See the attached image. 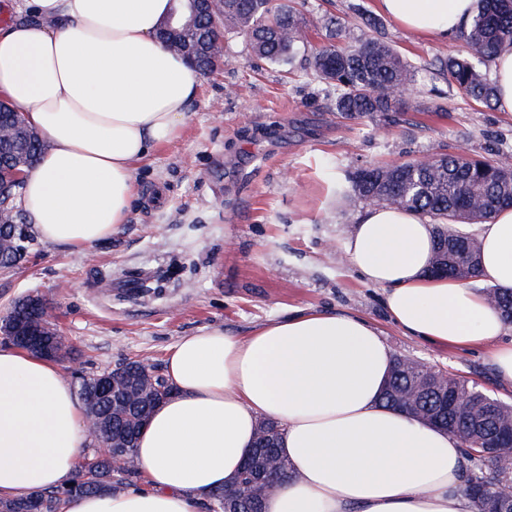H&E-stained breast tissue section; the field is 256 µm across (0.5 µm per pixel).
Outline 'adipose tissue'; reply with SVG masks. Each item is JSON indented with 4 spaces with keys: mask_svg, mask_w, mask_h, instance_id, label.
<instances>
[{
    "mask_svg": "<svg viewBox=\"0 0 512 512\" xmlns=\"http://www.w3.org/2000/svg\"><path fill=\"white\" fill-rule=\"evenodd\" d=\"M415 33L460 34L477 0H376ZM35 19L0 26V102L47 148L25 173L21 206L41 241L82 253L127 220L135 169L176 139L197 95L198 71L157 37L172 0H31ZM478 277L512 290V209L479 229ZM434 227L420 214L365 208L344 251L383 288L392 321L432 344H495L512 385L508 326L484 293L427 273ZM394 354L352 313L300 310L246 336L209 328L166 358L171 395L151 414L136 457L148 487L75 495L63 512H197L234 478L260 421L282 429L289 478L265 512H470L462 448L441 429L381 402ZM90 442L83 402L56 362L0 346V497L64 487Z\"/></svg>",
    "mask_w": 512,
    "mask_h": 512,
    "instance_id": "adipose-tissue-1",
    "label": "adipose tissue"
}]
</instances>
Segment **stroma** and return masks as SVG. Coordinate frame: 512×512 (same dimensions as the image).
Instances as JSON below:
<instances>
[{"label": "stroma", "mask_w": 512, "mask_h": 512, "mask_svg": "<svg viewBox=\"0 0 512 512\" xmlns=\"http://www.w3.org/2000/svg\"><path fill=\"white\" fill-rule=\"evenodd\" d=\"M308 22L292 64L257 58L224 36V64L202 76L178 138L153 148L135 172L125 224L82 255L35 242L17 267L0 268V317L27 294L43 296L70 351L61 362L103 373L129 360L164 370L184 336L220 327L245 336L299 309L352 313L383 335L395 355L434 364L512 402L492 346H440L405 335L383 289L348 264L343 243L360 201L336 183L370 164L423 155L512 151V112L488 109L448 85L439 59L460 37H420L382 18V34L414 68L398 111L359 121L337 114L334 93L309 60L339 19L340 46L367 33L361 13L375 0H282Z\"/></svg>", "instance_id": "obj_1"}]
</instances>
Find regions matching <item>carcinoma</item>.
I'll list each match as a JSON object with an SVG mask.
<instances>
[{
	"label": "carcinoma",
	"instance_id": "cac0c4a2",
	"mask_svg": "<svg viewBox=\"0 0 512 512\" xmlns=\"http://www.w3.org/2000/svg\"><path fill=\"white\" fill-rule=\"evenodd\" d=\"M182 30L167 32L166 45L183 57L200 60V68H209L220 51L221 37L234 31L249 41L253 53L273 62L291 60L306 43L305 24L292 9L277 0H224L217 5V29H204L199 14L190 13ZM462 53L439 61V70L468 97L492 108L497 88L480 64L492 60L498 47L512 42V0H478L471 23L461 33ZM310 64L319 82L336 91L335 108L342 117L361 120L393 112L403 103L400 88L413 82L408 63L387 41L366 36L348 47L323 46L312 53ZM0 122L13 129L5 144H0V185L13 183L32 167L44 149L38 133L19 115L6 111ZM503 152L492 159L472 157L469 165L457 164L454 155L439 154L437 161L418 165L416 160L369 165L357 169L347 183L336 185V195L357 199L368 206H387L415 211L433 221L436 228L431 261L448 251V276L458 279L476 277L480 243L451 234L444 220L457 216L468 224H478L504 206L512 207V172ZM34 242L16 210L13 198L0 197V267L22 262ZM496 298V309L512 321V293L496 288L488 290ZM50 306L40 295L18 299L0 319V335L55 336L57 330L48 320ZM153 379L158 387L167 386L154 368L139 360H129L108 374L73 373L87 406L98 404L91 434L96 440L112 443L115 451L107 456L86 455L79 464L74 485L63 490L41 491L27 500L1 499L0 512H60L65 497L73 492L111 494L117 487L133 484L140 471L136 464V441L143 419L149 417L167 395L152 400L140 396V385ZM115 385L113 399L97 398L102 382ZM418 389L420 409L439 414L440 426L462 446V478L465 491L473 484L484 488V497L469 496L472 512H512V501L500 497L502 478L512 475V447L500 442L496 432L512 430V404L493 398L478 384L460 376L448 378V384L424 382L413 366L395 357L390 378L382 394V403L397 407L406 394ZM260 430L271 434L262 448L253 449L240 472L209 496V512H264L267 494L261 492L265 480L286 479L288 462L281 454V429L272 422H261ZM253 478L251 495L230 496L239 483Z\"/></svg>",
	"mask_w": 512,
	"mask_h": 512
}]
</instances>
